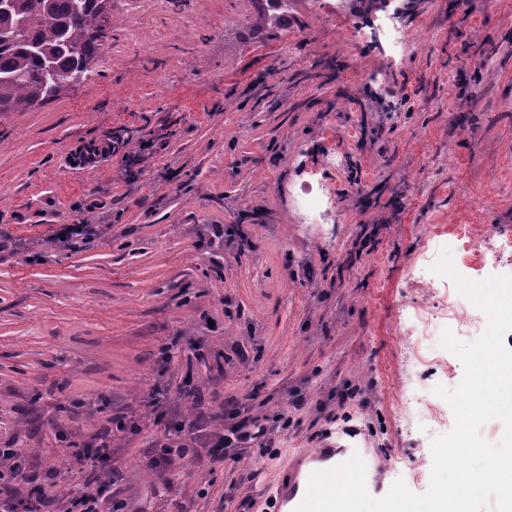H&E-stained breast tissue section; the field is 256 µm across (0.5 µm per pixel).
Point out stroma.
<instances>
[{"label":"stroma","mask_w":512,"mask_h":512,"mask_svg":"<svg viewBox=\"0 0 512 512\" xmlns=\"http://www.w3.org/2000/svg\"><path fill=\"white\" fill-rule=\"evenodd\" d=\"M395 4L288 0L269 31L259 0H107L87 77L0 113V448L28 475L0 480V505L36 483L41 512H66L87 478L69 446L106 432L99 512H268L287 466L352 439L386 484L428 490L454 417L440 398V420L400 424L398 325L448 296L415 272L427 246L475 270L456 225L484 248L512 234V0ZM92 142L116 149L87 165ZM312 172L331 223L294 206ZM64 224L93 234L59 241ZM445 326L418 350L417 397L463 378ZM247 419L280 454L233 468L216 443ZM186 421V454L159 462Z\"/></svg>","instance_id":"1"}]
</instances>
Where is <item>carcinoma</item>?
<instances>
[{
  "mask_svg": "<svg viewBox=\"0 0 512 512\" xmlns=\"http://www.w3.org/2000/svg\"><path fill=\"white\" fill-rule=\"evenodd\" d=\"M103 0H6L0 10V112L59 98L106 38Z\"/></svg>",
  "mask_w": 512,
  "mask_h": 512,
  "instance_id": "obj_1",
  "label": "carcinoma"
}]
</instances>
